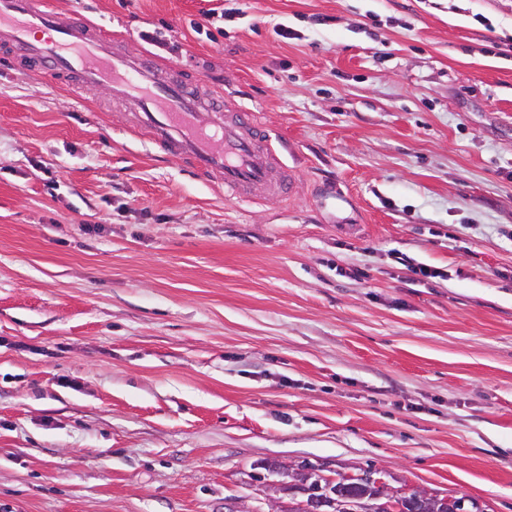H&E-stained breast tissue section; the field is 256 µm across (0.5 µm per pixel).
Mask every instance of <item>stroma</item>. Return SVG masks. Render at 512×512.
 <instances>
[{
    "mask_svg": "<svg viewBox=\"0 0 512 512\" xmlns=\"http://www.w3.org/2000/svg\"><path fill=\"white\" fill-rule=\"evenodd\" d=\"M52 3L298 179L225 199L0 66V512H268L265 460L512 512V0Z\"/></svg>",
    "mask_w": 512,
    "mask_h": 512,
    "instance_id": "35a3bbf8",
    "label": "stroma"
}]
</instances>
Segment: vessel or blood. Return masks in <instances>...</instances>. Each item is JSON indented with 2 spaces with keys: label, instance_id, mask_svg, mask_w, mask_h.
<instances>
[{
  "label": "vessel or blood",
  "instance_id": "1",
  "mask_svg": "<svg viewBox=\"0 0 512 512\" xmlns=\"http://www.w3.org/2000/svg\"><path fill=\"white\" fill-rule=\"evenodd\" d=\"M0 61L63 82L75 98L106 88L134 109V128L201 177L246 202L253 189L287 195L292 169L256 114L223 96L202 93L197 80L161 78L148 53H126L103 25L57 12L48 0H0Z\"/></svg>",
  "mask_w": 512,
  "mask_h": 512
}]
</instances>
